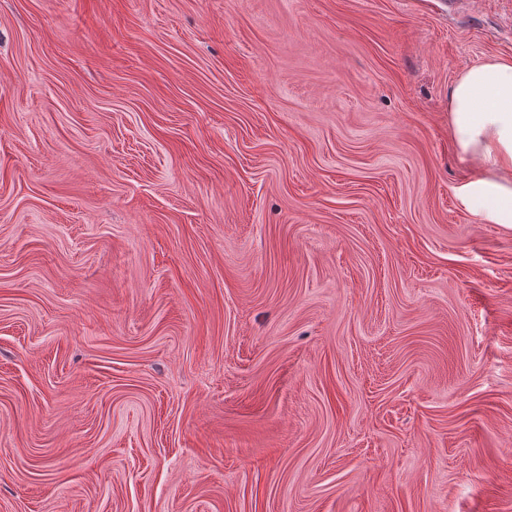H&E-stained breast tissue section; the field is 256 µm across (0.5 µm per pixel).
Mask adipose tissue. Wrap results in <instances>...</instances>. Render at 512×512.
<instances>
[{
    "label": "adipose tissue",
    "instance_id": "ef3b65f1",
    "mask_svg": "<svg viewBox=\"0 0 512 512\" xmlns=\"http://www.w3.org/2000/svg\"><path fill=\"white\" fill-rule=\"evenodd\" d=\"M452 138L480 170L456 190L488 224H512V60L491 57L456 77L448 93Z\"/></svg>",
    "mask_w": 512,
    "mask_h": 512
}]
</instances>
